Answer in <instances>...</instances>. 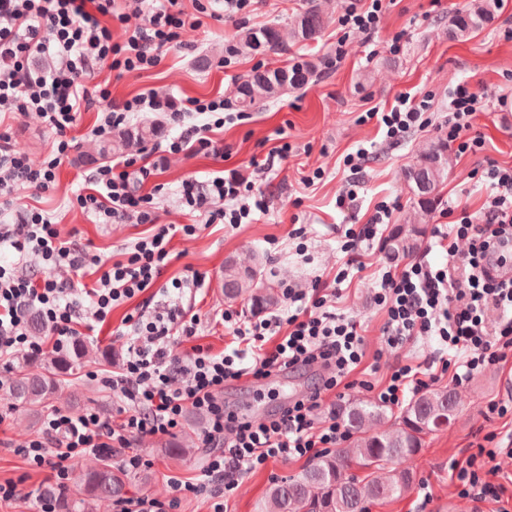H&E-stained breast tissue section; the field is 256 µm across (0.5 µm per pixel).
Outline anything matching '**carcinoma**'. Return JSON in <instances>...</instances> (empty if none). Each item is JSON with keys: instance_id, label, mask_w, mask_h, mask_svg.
I'll list each match as a JSON object with an SVG mask.
<instances>
[{"instance_id": "carcinoma-1", "label": "carcinoma", "mask_w": 512, "mask_h": 512, "mask_svg": "<svg viewBox=\"0 0 512 512\" xmlns=\"http://www.w3.org/2000/svg\"><path fill=\"white\" fill-rule=\"evenodd\" d=\"M500 8V0H475L470 8L448 18V33L454 39H464L487 26ZM324 26L321 5L308 0L288 32L276 25L248 29L239 35L236 50L286 55L292 44L308 46L318 41ZM316 75L317 66L308 61L258 71L237 86L235 103L243 111L250 110L287 89L304 87ZM156 135L152 126L138 127L103 144L99 154L107 158ZM447 173V142H435L419 153L406 175L415 213L425 216L433 210ZM424 233L423 225L407 219L387 238L385 253L392 258L413 256ZM222 289L224 298H244L255 311L278 303L271 287L258 281L255 268L232 259L224 261ZM89 351L90 346L79 340L63 354L53 352L39 359L21 354L20 366L9 386L11 400L38 419L56 394L59 377L83 364ZM457 406L454 391L428 389L414 396L389 427L373 432L369 424L385 422L386 409L369 399L349 403L340 413L347 432L345 446L319 456L299 475L272 485L259 501L257 512H366L370 502L404 495L412 487L414 476L403 463L421 452L429 434L451 424ZM189 439L191 434L186 432L162 451L173 458L191 456L195 449L190 447ZM111 457L110 452L100 454L96 466L80 473L75 487L49 491L57 501L58 512H93L96 502L126 495L134 477L113 467ZM350 468L363 471V476L346 474Z\"/></svg>"}]
</instances>
